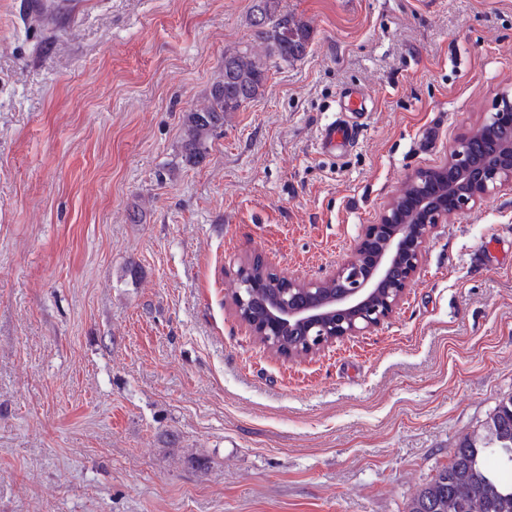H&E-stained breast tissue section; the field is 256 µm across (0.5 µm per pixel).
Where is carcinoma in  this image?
Listing matches in <instances>:
<instances>
[{"label": "carcinoma", "instance_id": "obj_1", "mask_svg": "<svg viewBox=\"0 0 512 512\" xmlns=\"http://www.w3.org/2000/svg\"><path fill=\"white\" fill-rule=\"evenodd\" d=\"M282 0H254L251 25L259 47L224 52V74L212 88L208 102L186 111L182 152L185 161L198 163L209 140L232 113L261 95L272 60L302 59L310 32L294 15L282 10ZM495 453L512 467V396L499 402L484 433L465 436L448 466L420 489L409 512H512V483L506 484L485 464Z\"/></svg>", "mask_w": 512, "mask_h": 512}]
</instances>
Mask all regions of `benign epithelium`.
Segmentation results:
<instances>
[{"label":"benign epithelium","instance_id":"benign-epithelium-1","mask_svg":"<svg viewBox=\"0 0 512 512\" xmlns=\"http://www.w3.org/2000/svg\"><path fill=\"white\" fill-rule=\"evenodd\" d=\"M476 128L492 138L512 129V96L499 97L495 111L484 113ZM415 208L402 205L404 195L391 196L376 220L363 226L350 255L321 278L302 279L271 269L255 253L236 271L238 289L230 306L237 318L271 351L300 358L338 341L363 336L390 321L418 275L426 246L438 224L452 213L466 214L477 205L512 189V139L472 155L467 137L455 139L437 164L409 176ZM243 288H280L267 318L242 314ZM317 344L273 345L271 333L310 335Z\"/></svg>","mask_w":512,"mask_h":512}]
</instances>
